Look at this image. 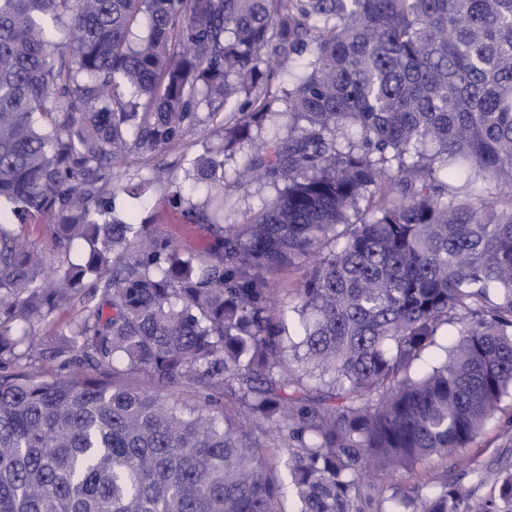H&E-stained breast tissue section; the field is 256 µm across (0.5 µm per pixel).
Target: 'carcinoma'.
Wrapping results in <instances>:
<instances>
[{
	"mask_svg": "<svg viewBox=\"0 0 512 512\" xmlns=\"http://www.w3.org/2000/svg\"><path fill=\"white\" fill-rule=\"evenodd\" d=\"M281 115L288 137L253 146ZM210 125L202 153L135 170ZM246 147L276 195L227 224L249 184L224 163ZM155 188L206 253L120 208ZM43 216L39 247L24 229ZM306 260L296 303L274 300L268 274ZM68 307L33 350L31 325ZM11 362L0 512H512V466L428 495L385 481L470 447L512 394V0H0ZM454 329L448 326L442 328L439 336H437V344L429 349V351L418 361L416 365V372L423 374L430 370L432 366L440 362L445 358L446 350L450 347L455 340L456 336H453Z\"/></svg>",
	"mask_w": 512,
	"mask_h": 512,
	"instance_id": "1",
	"label": "carcinoma"
}]
</instances>
